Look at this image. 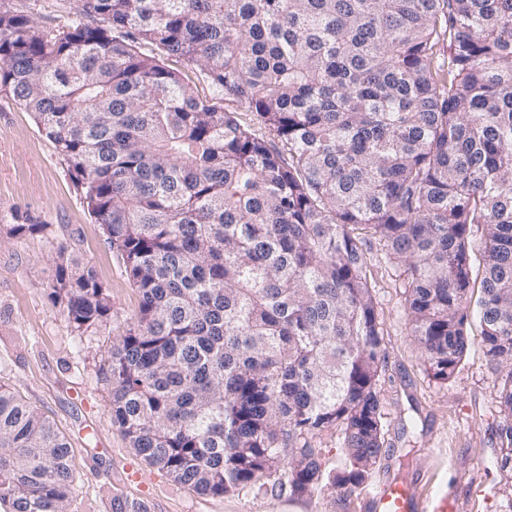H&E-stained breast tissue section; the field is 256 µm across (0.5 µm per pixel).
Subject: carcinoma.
<instances>
[{
	"label": "carcinoma",
	"mask_w": 512,
	"mask_h": 512,
	"mask_svg": "<svg viewBox=\"0 0 512 512\" xmlns=\"http://www.w3.org/2000/svg\"><path fill=\"white\" fill-rule=\"evenodd\" d=\"M139 43L196 64L274 142ZM0 91L139 293L105 373L112 422L175 482L223 496L277 473L271 490L305 497L368 480L384 445L371 237L403 267L431 376L452 377L476 311L512 417V0H78L48 30L0 10ZM48 299L79 332L112 311L63 261ZM333 429L327 474L313 439ZM71 489L65 436L0 386V507L65 512Z\"/></svg>",
	"instance_id": "cac0c4a2"
}]
</instances>
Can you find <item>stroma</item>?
<instances>
[{
  "instance_id": "stroma-1",
  "label": "stroma",
  "mask_w": 512,
  "mask_h": 512,
  "mask_svg": "<svg viewBox=\"0 0 512 512\" xmlns=\"http://www.w3.org/2000/svg\"><path fill=\"white\" fill-rule=\"evenodd\" d=\"M76 6V0H0L1 9L41 28L65 23ZM162 61L201 98L269 137L253 113L218 95L196 65L169 55ZM16 224L45 230L21 237L12 231ZM62 251L92 269L112 301L108 320L82 333L47 298ZM366 257L385 343L378 378L385 443L369 480L349 495L293 498L254 487L198 494L146 462L112 423L104 372L113 342L137 318L139 295L53 144L30 112L0 93V384L66 435L73 475L66 512H114L117 499L148 512H370L376 483L394 478L416 483L425 495L450 493L456 512H512V468L500 466L505 373L485 356L478 317L468 321L469 345L453 376L435 381L410 332L401 266L376 240Z\"/></svg>"
}]
</instances>
